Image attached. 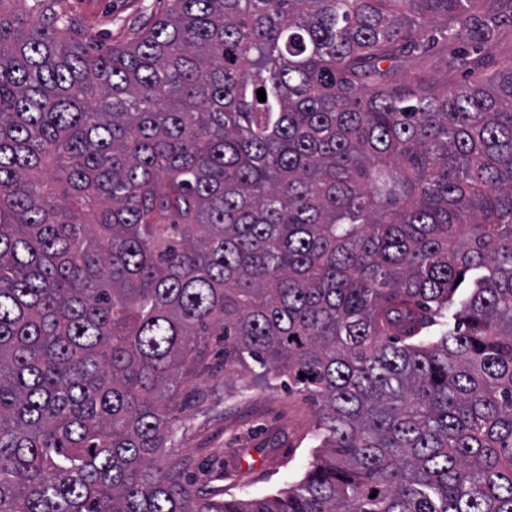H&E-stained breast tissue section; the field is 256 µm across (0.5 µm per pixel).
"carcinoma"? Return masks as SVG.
<instances>
[{
	"instance_id": "carcinoma-1",
	"label": "carcinoma",
	"mask_w": 512,
	"mask_h": 512,
	"mask_svg": "<svg viewBox=\"0 0 512 512\" xmlns=\"http://www.w3.org/2000/svg\"><path fill=\"white\" fill-rule=\"evenodd\" d=\"M56 5L0 0V512H512V63L382 67L512 0ZM210 352L317 406L287 488L181 469ZM57 9L75 17L78 34L90 45H124L134 27H148L167 8L165 0H58Z\"/></svg>"
}]
</instances>
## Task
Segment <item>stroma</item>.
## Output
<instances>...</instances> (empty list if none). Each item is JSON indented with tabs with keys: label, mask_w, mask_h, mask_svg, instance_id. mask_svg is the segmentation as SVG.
I'll use <instances>...</instances> for the list:
<instances>
[{
	"label": "stroma",
	"mask_w": 512,
	"mask_h": 512,
	"mask_svg": "<svg viewBox=\"0 0 512 512\" xmlns=\"http://www.w3.org/2000/svg\"><path fill=\"white\" fill-rule=\"evenodd\" d=\"M167 7L166 0H58L59 11L75 17L87 43L102 47L129 42L132 30L149 26ZM458 43L441 42L426 54L393 70L395 82L415 75L442 85L485 73L512 62V23L500 26L494 42L475 54L472 68L452 70ZM199 400L179 415L175 426L177 457L198 475V490L235 496L274 493L303 477L317 444L316 407L289 393L282 380L265 383L252 369L225 377L212 365L200 382Z\"/></svg>",
	"instance_id": "stroma-1"
}]
</instances>
